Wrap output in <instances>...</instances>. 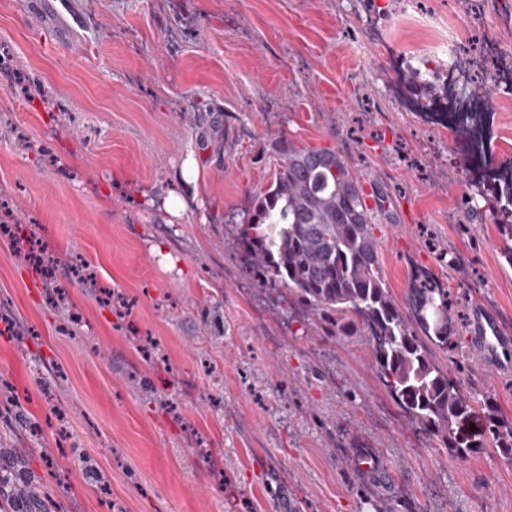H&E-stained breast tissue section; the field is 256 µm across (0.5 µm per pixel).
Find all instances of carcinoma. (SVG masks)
I'll list each match as a JSON object with an SVG mask.
<instances>
[{
	"label": "carcinoma",
	"instance_id": "carcinoma-1",
	"mask_svg": "<svg viewBox=\"0 0 512 512\" xmlns=\"http://www.w3.org/2000/svg\"><path fill=\"white\" fill-rule=\"evenodd\" d=\"M279 163L253 199L238 245L270 288H285L322 336H365L373 368L420 432L452 458L466 461L486 448L512 456V423L492 401L483 403L488 426L466 432L473 403L432 359L431 346L454 345L448 291L423 288L401 306L382 270L376 217L360 177L346 158L291 139L278 140ZM489 190L501 213L512 216V180L495 178ZM501 248L512 266V224L499 225Z\"/></svg>",
	"mask_w": 512,
	"mask_h": 512
}]
</instances>
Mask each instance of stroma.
Here are the masks:
<instances>
[{
    "instance_id": "stroma-1",
    "label": "stroma",
    "mask_w": 512,
    "mask_h": 512,
    "mask_svg": "<svg viewBox=\"0 0 512 512\" xmlns=\"http://www.w3.org/2000/svg\"><path fill=\"white\" fill-rule=\"evenodd\" d=\"M443 39L493 94L506 168L512 0H0V448L49 512H512L511 457L438 450L366 338L317 335L237 245L274 140L340 152L397 302L416 269L450 294L433 360L512 419V374L469 337L478 304L512 334L504 218L401 102ZM199 170L194 160L189 157L182 164L181 172L179 175L180 185L182 186L185 194H174L171 192L164 200L166 211L173 217L180 216L186 205V196L190 195L191 187L196 185Z\"/></svg>"
}]
</instances>
